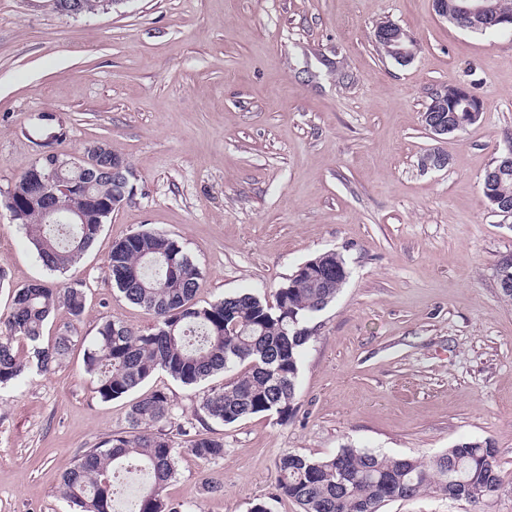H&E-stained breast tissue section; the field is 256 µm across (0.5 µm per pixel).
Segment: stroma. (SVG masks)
Instances as JSON below:
<instances>
[{
	"mask_svg": "<svg viewBox=\"0 0 512 512\" xmlns=\"http://www.w3.org/2000/svg\"><path fill=\"white\" fill-rule=\"evenodd\" d=\"M382 21L414 38L411 62L378 50ZM448 83L485 112L437 139L422 114ZM99 141L129 162L135 192L68 272L46 270L0 207V316L34 280L86 299L81 346L0 389V512H70L61 474L157 389L182 446L165 493L190 512H300L276 491L289 451L421 458L469 439L492 443L504 476L484 512H512V302L495 274L512 228L482 192L512 147V35L458 28L432 0H122L78 18L51 0H0V190L43 150L74 157ZM433 150L447 168H422ZM141 229L190 255L202 305L242 291L274 302L326 251L347 264L336 300L307 322L293 414L208 422L224 441L214 463L185 451L178 429L240 367L196 386L159 371L112 401L83 370L103 320L155 324L107 274L113 245Z\"/></svg>",
	"mask_w": 512,
	"mask_h": 512,
	"instance_id": "stroma-1",
	"label": "stroma"
}]
</instances>
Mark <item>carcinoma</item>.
I'll return each mask as SVG.
<instances>
[{"mask_svg": "<svg viewBox=\"0 0 512 512\" xmlns=\"http://www.w3.org/2000/svg\"><path fill=\"white\" fill-rule=\"evenodd\" d=\"M114 151L88 177L75 168L60 176L78 184L81 193L37 199L42 184L34 162L0 201L11 220L23 226L38 258L49 271L64 274L79 262L112 213L108 203L121 194L112 179ZM482 191L493 200L512 201V170ZM312 274L299 273L276 293L269 305L252 293L227 296L206 306L195 301L201 272L168 235L142 229L112 246L108 275L119 293L153 312L156 323L140 333L120 321L106 320L85 347L84 370L103 401L121 398L162 370L174 380L196 385L232 366H244L236 380L212 388L195 411L199 421L233 424L267 413L285 419L298 395L301 351L312 330L313 314L336 299L344 285L336 269L347 270L343 257L327 251L309 259ZM64 308L71 322L53 341L42 342L51 314ZM85 312L84 293L35 281L19 289L9 314L0 321V387L32 370L47 372L61 365L75 345L74 324ZM30 343L24 357L15 342ZM168 394L155 390L132 403L129 431L113 434L83 451L61 478L62 498L74 512H114V480L135 467L148 476L134 512H184L164 491L175 478L179 448L157 425L171 420ZM189 451L212 463L224 457V441L198 433ZM280 497L302 512H379L388 501L437 494L480 504L497 494L503 477L496 449L488 440L459 442L429 458L390 456L355 448L313 458L296 452L276 461Z\"/></svg>", "mask_w": 512, "mask_h": 512, "instance_id": "obj_1", "label": "carcinoma"}]
</instances>
